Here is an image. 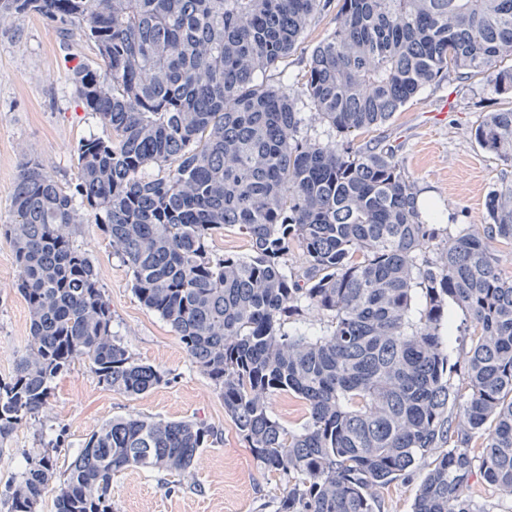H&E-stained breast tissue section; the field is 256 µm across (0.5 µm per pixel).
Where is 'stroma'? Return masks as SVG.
<instances>
[{
    "mask_svg": "<svg viewBox=\"0 0 512 512\" xmlns=\"http://www.w3.org/2000/svg\"><path fill=\"white\" fill-rule=\"evenodd\" d=\"M339 0L312 21L305 39L286 59L290 80L302 74L314 46L336 25ZM77 40H64L35 15L0 24V224L12 218L11 199L22 162L39 161L59 183L76 178L74 149L86 136L105 135L100 119L86 112L70 83L79 61ZM507 98L480 78H447L427 85L379 127L377 136L397 146V157L440 215L441 234L455 236L489 221L486 201L512 185V163L497 159L474 140L482 117L507 107ZM90 257L112 308V332L139 361L162 371L167 381L138 396L106 389L80 362L52 383L43 413L19 427L0 454V495L26 461L48 452L56 429L70 458L104 423L135 415L197 420L219 429L217 442L201 449L183 476L129 470L112 479L115 512H273L272 496L285 482L268 473L224 415V403L169 324L145 308L132 287L127 265L114 253L99 225L73 232ZM15 252L0 235V380L9 379L16 351L26 343L28 307L18 293Z\"/></svg>",
    "mask_w": 512,
    "mask_h": 512,
    "instance_id": "35a3bbf8",
    "label": "stroma"
}]
</instances>
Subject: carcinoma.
Wrapping results in <instances>:
<instances>
[{"label":"carcinoma","instance_id":"carcinoma-1","mask_svg":"<svg viewBox=\"0 0 512 512\" xmlns=\"http://www.w3.org/2000/svg\"><path fill=\"white\" fill-rule=\"evenodd\" d=\"M323 0H0V23L33 13L88 52L75 93L109 128L76 147L78 177L21 164L12 220L16 288L30 336L0 380V446L44 411L75 361L129 396L164 382L112 335V309L72 226L103 227L140 303L179 336L264 469L286 481L274 512H380L378 492L425 466L413 512H491L474 471L512 497V187L492 193L486 232L438 239L418 191L380 140L425 86L480 76L512 95V0H341L312 50L299 93L280 65ZM303 99L344 135H303ZM474 139L512 162V107ZM236 228L247 258L218 254ZM303 266L288 267L293 248ZM469 318L462 363L449 362L448 302ZM314 309L318 330L286 321ZM458 382H453V376ZM307 408L289 430L270 400ZM218 429L196 420L117 417L92 432L63 473L44 455L12 480L4 512H112V477L180 476ZM211 246L213 250L220 254L250 255L249 243L237 229H226L224 233L215 236Z\"/></svg>","mask_w":512,"mask_h":512}]
</instances>
